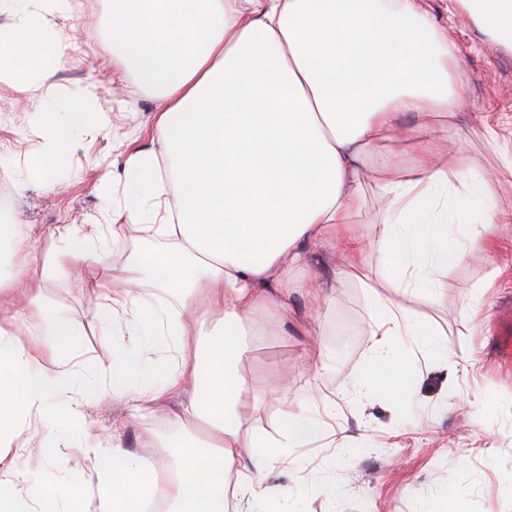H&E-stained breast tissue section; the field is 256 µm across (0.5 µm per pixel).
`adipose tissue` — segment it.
<instances>
[{
	"label": "adipose tissue",
	"mask_w": 512,
	"mask_h": 512,
	"mask_svg": "<svg viewBox=\"0 0 512 512\" xmlns=\"http://www.w3.org/2000/svg\"><path fill=\"white\" fill-rule=\"evenodd\" d=\"M466 15L512 45V0H462ZM112 62L161 100L150 148L126 160V177L103 215L113 241L134 231L143 246L111 264L98 232L58 228L43 254L32 235L0 225V253L15 265L0 276V512H227L229 500H260L263 512H302L284 488L266 483L286 449L320 439L324 427L304 403L288 405L276 434L242 442L244 422L265 405L242 373L269 311L289 317L304 293L319 310L361 279L375 245L390 283L410 297L438 288V273L462 262L471 243L512 224V208L490 200L492 173L462 171L448 124L460 92L448 72L457 46L423 0H108ZM76 0H0V83L33 103L28 136L38 150L16 162V192L52 185L75 133H112L95 80L67 96L54 76L75 44ZM409 152L411 166L392 165ZM375 190L381 210L370 235L353 219ZM480 207L466 222L464 203ZM311 256L328 268L309 267ZM67 265L93 278L101 318L117 340L96 383L79 381L78 333L49 312L43 273ZM172 302L145 303V285ZM42 320L29 344L28 317ZM369 356L357 385L393 407L420 383L403 345L447 355L424 320L378 303L370 311ZM125 399L131 417L165 411L179 433L165 440L163 483L156 465L119 444L125 423L95 432L84 411ZM39 453L51 459L79 425L105 483L71 481L18 493L7 448L23 444L33 419Z\"/></svg>",
	"instance_id": "1"
}]
</instances>
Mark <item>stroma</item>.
<instances>
[{
    "label": "stroma",
    "mask_w": 512,
    "mask_h": 512,
    "mask_svg": "<svg viewBox=\"0 0 512 512\" xmlns=\"http://www.w3.org/2000/svg\"><path fill=\"white\" fill-rule=\"evenodd\" d=\"M426 6L456 39L460 62L453 71L467 111L488 114L501 130L512 129V46L497 40L486 25L464 20L458 0L449 6L444 0H427ZM107 15V0H87L78 19L79 49L55 80L69 94L94 75L100 98L112 111V137L76 133L65 166L55 172L54 192L34 181L23 194L11 197L8 221L20 233H42L45 252L56 246L47 229L99 219L112 201L106 175L122 173L127 155L151 141L156 99L107 62ZM28 119L25 104L0 96V172L14 173L16 158L34 153L35 142L23 134ZM448 134L463 142L462 169L495 170V152L477 131L459 124L449 126ZM493 238L494 251L474 241L467 258L441 274L440 288L417 299L385 287L383 256L369 249L367 283L339 289L316 316L323 331L320 341L335 356L327 372L313 374L301 359L308 343L301 322L311 315L305 299L293 300L297 325L271 319L267 336L244 367L267 400L254 429L274 431L280 409L318 388L336 399V430L352 435L363 451L354 453L341 442L333 448L313 443L289 449L292 466L273 470L269 483L288 486L307 512H426L431 503L442 501L452 512H512V362L501 359L494 332L499 314L512 311V224L498 225ZM44 294L48 310L65 315L81 331L79 371L85 379H95L99 363L109 358V339L98 324V291L56 269L44 283ZM375 297L429 320L448 345L447 359L417 357L421 381L401 410L354 384L368 355L369 304ZM285 367L291 379L283 391L277 380ZM173 430L164 412L153 411L125 430L122 445L159 465L165 451L145 435ZM12 453L24 487H58L76 479L95 489L101 482L94 458L72 443L56 448L48 463L26 448ZM330 483L338 487V495L323 492Z\"/></svg>",
    "instance_id": "1"
}]
</instances>
